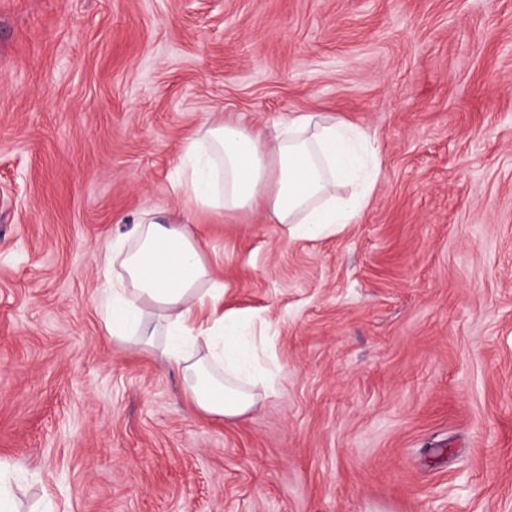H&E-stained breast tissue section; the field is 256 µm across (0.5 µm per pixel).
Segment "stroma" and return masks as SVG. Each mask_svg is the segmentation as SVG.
I'll return each mask as SVG.
<instances>
[{
  "label": "stroma",
  "mask_w": 512,
  "mask_h": 512,
  "mask_svg": "<svg viewBox=\"0 0 512 512\" xmlns=\"http://www.w3.org/2000/svg\"><path fill=\"white\" fill-rule=\"evenodd\" d=\"M378 146L358 223L206 225L275 391L233 423L112 340L101 258L225 115ZM15 512H512V0H0Z\"/></svg>",
  "instance_id": "35a3bbf8"
}]
</instances>
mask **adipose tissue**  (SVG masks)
Here are the masks:
<instances>
[{
  "instance_id": "ef3b65f1",
  "label": "adipose tissue",
  "mask_w": 512,
  "mask_h": 512,
  "mask_svg": "<svg viewBox=\"0 0 512 512\" xmlns=\"http://www.w3.org/2000/svg\"><path fill=\"white\" fill-rule=\"evenodd\" d=\"M178 209H144L103 258L116 274L97 298L113 339L160 346L203 413L236 421L254 411L274 374L254 354L250 317L224 309V283L206 258L197 216L260 213L284 243L336 237L357 223L379 175L368 134L302 114L274 135L226 117L184 148ZM340 182L356 184L347 198Z\"/></svg>"
}]
</instances>
